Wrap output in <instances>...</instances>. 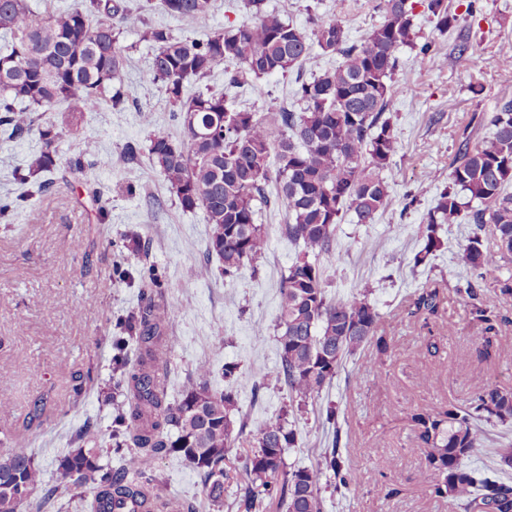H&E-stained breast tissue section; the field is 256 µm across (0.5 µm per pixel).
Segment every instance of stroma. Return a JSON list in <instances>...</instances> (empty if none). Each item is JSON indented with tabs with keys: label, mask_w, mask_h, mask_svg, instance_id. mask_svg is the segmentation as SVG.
<instances>
[{
	"label": "stroma",
	"mask_w": 512,
	"mask_h": 512,
	"mask_svg": "<svg viewBox=\"0 0 512 512\" xmlns=\"http://www.w3.org/2000/svg\"><path fill=\"white\" fill-rule=\"evenodd\" d=\"M460 24L470 27L478 48L467 59L454 58L457 34L435 30L427 13L416 18L421 38L435 40L437 55L417 62L402 49L393 77L396 88L390 112L396 138L389 177L394 204L370 224L345 220L336 230V261L324 270L325 288L333 299L364 294L378 308V333L389 344L379 355L368 343L348 357L344 370L331 385L306 402H298L287 387L270 377L279 361L276 343L279 283L298 251L281 233L283 204L261 207L257 221L267 235L265 252L236 277L214 274L202 279L198 266L206 259L210 226L203 210H183L142 149L148 130L141 110H151L156 125L178 133L168 99L149 72L153 49L139 34L122 38L131 48L124 82L131 98L123 105L85 113L77 130L62 122L59 111L43 113L41 125L59 134L62 158L53 173L51 193L34 196L30 205L11 221L0 220V450L12 435H25L44 474L45 487L57 483V465L72 446L76 430L89 426L99 441L112 430V411L103 405L99 388L108 386L113 355L115 321L138 303L137 274L155 267L165 290L164 299L182 305L181 314L167 330L165 364L170 401L180 399L201 361L215 373L213 389H223L224 364H237L233 384L237 403L235 422L244 426L231 444V456L251 451L253 437L269 419L286 416L297 434L287 449V462L315 467L321 448L332 439L325 422L327 407H336L347 434V457L358 473L360 488L341 499L323 489L326 512H456L448 501L429 496L421 475L422 454L414 452L412 414L464 403L475 380L512 389V299L499 302L504 318L489 358L478 356L473 344L481 328L473 322L467 302L455 286L465 269L459 252L470 232L468 221L446 224L441 235L447 243L432 267L412 263L421 245L420 226L435 205L437 195L459 152L460 133L472 117L497 111L512 98V69L496 66L503 46L512 43V0H482L477 18L465 15V0H450ZM148 25L165 27L175 36L203 33L250 21L242 0H215L211 13L194 27L131 0ZM382 0H265L267 11L298 27H306L309 9L337 19L350 40H360L384 19ZM302 74L247 77L243 86H228L223 70H216L209 91L224 94L236 109L266 113L275 104L300 110L295 96ZM93 144L99 165L88 168L86 182L72 179L64 161ZM140 147L135 159L125 146ZM39 139L15 138L0 130V198L22 191L14 172L38 150ZM109 198L106 221H98L89 188ZM415 195L406 206V195ZM139 235L141 250H126V238ZM82 250H75L74 240ZM123 262L127 278L113 271ZM432 283L440 292L438 316H410L407 300L416 288ZM379 362L380 373L367 369ZM436 378L427 386L421 369ZM92 372L94 389L73 398L71 379ZM40 415H33L34 401ZM385 458L395 467L377 478L373 469ZM154 472L171 493L193 501L196 512H208L199 475L178 456L156 459Z\"/></svg>",
	"instance_id": "stroma-1"
}]
</instances>
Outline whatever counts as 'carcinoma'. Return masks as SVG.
<instances>
[{
  "mask_svg": "<svg viewBox=\"0 0 512 512\" xmlns=\"http://www.w3.org/2000/svg\"><path fill=\"white\" fill-rule=\"evenodd\" d=\"M214 0H159V8L189 24L205 18ZM431 15L444 33L459 26L447 0H384V20L358 42L341 23L311 10L308 27L299 28L263 10V0H244L255 20L201 38L177 37L162 27H148L127 0H80L77 7L42 16L27 0H0V125L17 138L36 134L40 148L17 179L27 184L53 173L59 160L58 134L37 124L35 113L62 104L74 123L87 112L128 100L123 82L128 47L121 36L141 32L152 45L150 72L159 82L180 125L175 138L141 110L149 128L145 149L169 190L185 210H203L211 232L207 255L233 277L267 246L257 205L269 203L266 186L276 185L288 210L281 232L301 251L280 280L279 364L272 373L299 401L320 393L338 375L343 361L376 340L381 314L364 295L343 300L327 297L323 268L336 253V227L346 216L371 224L393 206L385 172L391 168L396 139L389 118L393 75L399 53L415 51L431 58L435 43L418 41L415 5ZM337 54L339 64L311 80H301L295 96L303 111L281 105L265 119L231 109L224 95H185L186 83L203 85L218 68L229 83L247 75H285L317 64L313 47ZM492 136L480 125H466L461 148L446 183L422 225L421 249L414 266H426L443 247L438 229L465 216L475 225L462 248L469 271L465 297L472 320L483 335L476 350L488 356L501 322L495 305L481 291L485 271L512 258V99L492 113ZM278 166L271 169L269 158ZM31 193L0 201V218L19 210ZM493 226L495 247L479 234ZM155 269L140 275V304L117 322L112 337L114 386L123 396L112 420L110 453L117 464L103 463V449L85 431L79 444L58 464V479L75 512H113L112 503L129 501L137 512H169L165 482L152 474L151 461L176 454L202 478V495L213 512H324L320 480L336 495L357 493L355 473L346 464L342 427L335 409H326L331 447L321 449L314 469L288 466L285 453L297 437L286 417L266 422L255 434V449L240 462L246 476L233 500L224 493L226 459L233 438L232 391L210 387V363L198 364L195 379L178 403L168 399L162 347L179 307L161 301ZM439 291L424 286L408 301V314L434 316ZM417 447L424 450L425 482L434 498L447 499L461 512H512V443L496 449L489 465L472 457L483 447L486 427L512 422V390L473 384L466 404L448 403L439 411L411 416ZM14 438L0 452V512H23L43 487V469L30 448Z\"/></svg>",
  "mask_w": 512,
  "mask_h": 512,
  "instance_id": "obj_1",
  "label": "carcinoma"
}]
</instances>
